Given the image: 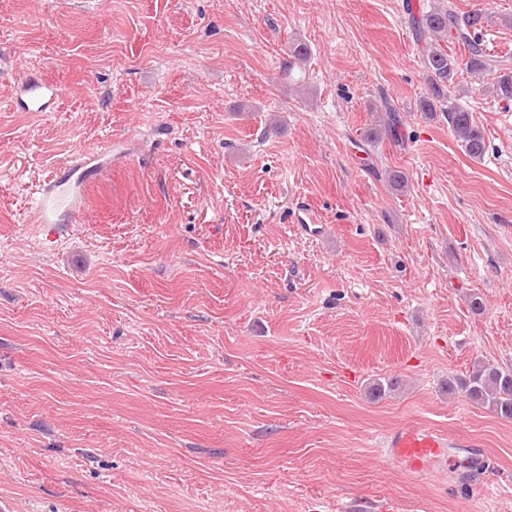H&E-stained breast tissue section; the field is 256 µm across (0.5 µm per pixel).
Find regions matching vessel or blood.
Instances as JSON below:
<instances>
[{"instance_id": "b4317fda", "label": "vessel or blood", "mask_w": 512, "mask_h": 512, "mask_svg": "<svg viewBox=\"0 0 512 512\" xmlns=\"http://www.w3.org/2000/svg\"><path fill=\"white\" fill-rule=\"evenodd\" d=\"M25 95L27 111L43 112L58 98L59 90L42 81L30 84ZM91 168L90 161L82 160L59 169L39 185L32 213L36 224L46 228L48 238L56 237L60 224L79 222ZM382 448L390 465L412 474L453 465L452 475L462 484L471 483L489 468L485 449L417 423L405 422L390 431Z\"/></svg>"}]
</instances>
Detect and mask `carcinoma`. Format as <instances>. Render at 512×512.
<instances>
[{
  "label": "carcinoma",
  "instance_id": "obj_1",
  "mask_svg": "<svg viewBox=\"0 0 512 512\" xmlns=\"http://www.w3.org/2000/svg\"><path fill=\"white\" fill-rule=\"evenodd\" d=\"M491 18L481 12L458 16L451 10L433 7L424 12L410 14V24L417 39L428 40L423 57L429 96L421 102L424 112H444L454 138L465 154L473 159H481L485 154L483 131L473 120L468 110L448 102L447 87L454 83L460 69L480 76L494 75L488 90L494 97L512 101V71L501 67L497 60L483 49L474 33L482 30ZM460 38L467 48L465 59L460 60L448 53L443 43L449 38ZM401 119L392 107L382 116L374 118L364 130V138L377 141L384 136H395ZM448 394L464 393L470 401L490 408L502 418L512 420V372L495 366L480 363L466 379L450 378L446 384Z\"/></svg>",
  "mask_w": 512,
  "mask_h": 512
}]
</instances>
